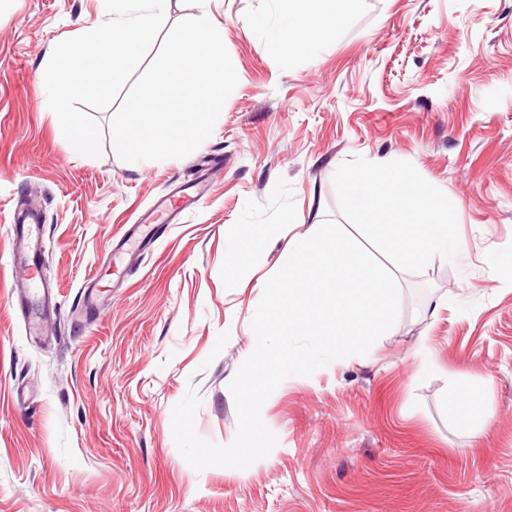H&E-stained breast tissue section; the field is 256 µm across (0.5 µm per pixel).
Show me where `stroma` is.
Here are the masks:
<instances>
[{"label": "stroma", "mask_w": 512, "mask_h": 512, "mask_svg": "<svg viewBox=\"0 0 512 512\" xmlns=\"http://www.w3.org/2000/svg\"><path fill=\"white\" fill-rule=\"evenodd\" d=\"M208 9L238 84L197 150L135 168L111 111L94 158L47 105L44 67L104 22L99 0H0V512H512V0H360L311 54L274 49L266 0ZM356 157L441 189L465 260L397 271L398 319L366 355L285 379L267 457L194 470L173 407L195 389L198 435L234 440L264 285L292 238L339 219L333 175ZM194 182L182 223H140ZM27 210L37 262L12 254ZM230 235L266 254L233 288ZM35 274L53 290L34 329L18 286ZM475 391L483 427L464 421Z\"/></svg>", "instance_id": "1"}]
</instances>
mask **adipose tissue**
<instances>
[{
	"label": "adipose tissue",
	"instance_id": "ef3b65f1",
	"mask_svg": "<svg viewBox=\"0 0 512 512\" xmlns=\"http://www.w3.org/2000/svg\"><path fill=\"white\" fill-rule=\"evenodd\" d=\"M279 15L270 35L274 43L289 51L312 50L313 33L339 26L343 4L358 0H275Z\"/></svg>",
	"mask_w": 512,
	"mask_h": 512
}]
</instances>
